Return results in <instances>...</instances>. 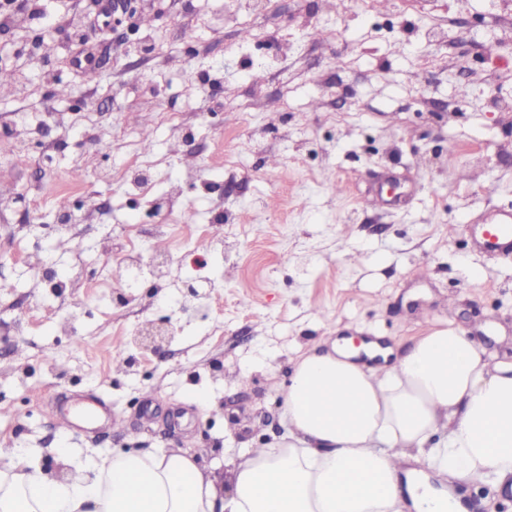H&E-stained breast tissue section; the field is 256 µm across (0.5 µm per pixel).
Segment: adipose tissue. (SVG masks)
Masks as SVG:
<instances>
[{"instance_id":"obj_1","label":"adipose tissue","mask_w":512,"mask_h":512,"mask_svg":"<svg viewBox=\"0 0 512 512\" xmlns=\"http://www.w3.org/2000/svg\"><path fill=\"white\" fill-rule=\"evenodd\" d=\"M286 430L228 454L223 470L173 448L61 449L57 479L36 448L0 451V512H466L404 479L408 462L457 483L512 475V365L458 329L395 355L378 341L298 351L282 393Z\"/></svg>"}]
</instances>
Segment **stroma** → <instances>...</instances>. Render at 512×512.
I'll use <instances>...</instances> for the list:
<instances>
[{
    "instance_id": "35a3bbf8",
    "label": "stroma",
    "mask_w": 512,
    "mask_h": 512,
    "mask_svg": "<svg viewBox=\"0 0 512 512\" xmlns=\"http://www.w3.org/2000/svg\"><path fill=\"white\" fill-rule=\"evenodd\" d=\"M155 3L151 25L118 27L131 54L92 0H39L42 20L0 37L28 78L0 96V442L62 477L63 448H179L220 468L279 439L264 416L312 343L401 349L448 325L511 364L512 253L487 252L479 225L512 212V0ZM69 33L93 46L94 82ZM144 128L142 198L100 170L141 152ZM62 195L86 222L60 228ZM161 237L163 277L113 288L102 245L151 254ZM91 394L113 426L64 434L59 405Z\"/></svg>"
}]
</instances>
